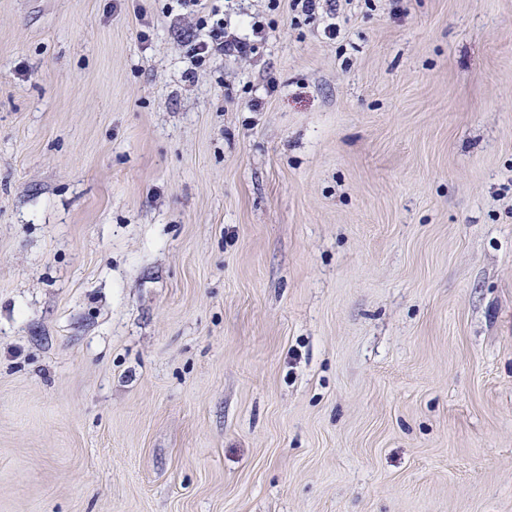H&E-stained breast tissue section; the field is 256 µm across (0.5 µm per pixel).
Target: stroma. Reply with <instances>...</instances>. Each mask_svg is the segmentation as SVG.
I'll use <instances>...</instances> for the list:
<instances>
[{"mask_svg":"<svg viewBox=\"0 0 512 512\" xmlns=\"http://www.w3.org/2000/svg\"><path fill=\"white\" fill-rule=\"evenodd\" d=\"M0 0V512H512V0ZM185 14L197 18L196 28L185 41L188 47L187 75L192 76L203 64L220 56L248 57L256 52L257 43L227 31L224 18H215L219 10L215 0H175Z\"/></svg>","mask_w":512,"mask_h":512,"instance_id":"obj_1","label":"stroma"}]
</instances>
